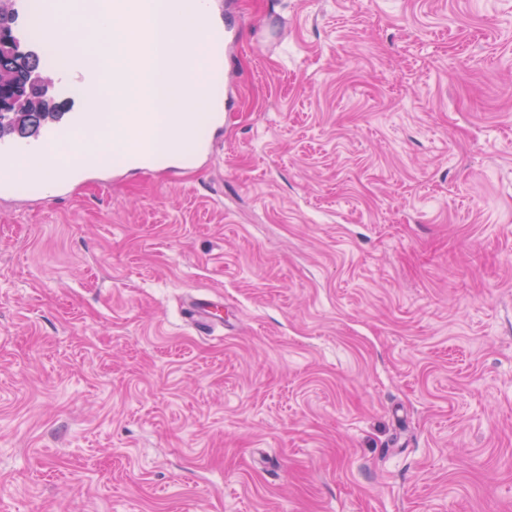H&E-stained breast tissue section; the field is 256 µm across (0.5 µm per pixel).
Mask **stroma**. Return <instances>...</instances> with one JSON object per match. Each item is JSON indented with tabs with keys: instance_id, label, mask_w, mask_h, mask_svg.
Instances as JSON below:
<instances>
[{
	"instance_id": "1",
	"label": "stroma",
	"mask_w": 512,
	"mask_h": 512,
	"mask_svg": "<svg viewBox=\"0 0 512 512\" xmlns=\"http://www.w3.org/2000/svg\"><path fill=\"white\" fill-rule=\"evenodd\" d=\"M214 3L194 168L0 195V512H512V0ZM199 14L206 42L203 84L224 86V43L232 29L231 23L218 13L212 0H199Z\"/></svg>"
}]
</instances>
